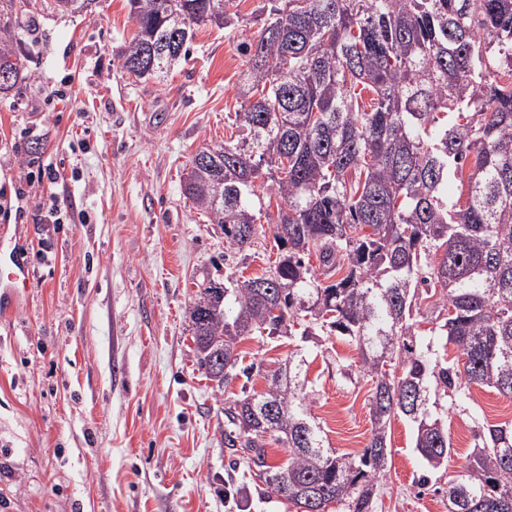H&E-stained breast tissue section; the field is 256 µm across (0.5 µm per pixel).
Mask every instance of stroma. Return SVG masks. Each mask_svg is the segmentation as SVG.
Segmentation results:
<instances>
[{
  "label": "stroma",
  "instance_id": "1",
  "mask_svg": "<svg viewBox=\"0 0 512 512\" xmlns=\"http://www.w3.org/2000/svg\"><path fill=\"white\" fill-rule=\"evenodd\" d=\"M14 3L28 77L0 94V186H25L30 202L0 234L22 251L31 283L0 313V512H296L225 448L224 409L264 391L299 348L329 447L360 452L372 383L336 372L359 364L358 351L334 337L322 348L247 339L251 376L218 390L196 363L188 318L203 274L245 280L276 259L265 223L247 256L225 253L219 227L182 189L198 150L237 139L238 43L257 30L260 0H233L237 27L198 28L186 59L150 79L121 66L137 31L128 0H94L87 13ZM38 162L54 178H31ZM54 200L72 206L59 224L47 220ZM470 408L440 398L454 453L433 472L411 424L393 419L375 512H448L442 490L474 448L475 420H512V398L486 387H472Z\"/></svg>",
  "mask_w": 512,
  "mask_h": 512
}]
</instances>
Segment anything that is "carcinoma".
<instances>
[{"mask_svg": "<svg viewBox=\"0 0 512 512\" xmlns=\"http://www.w3.org/2000/svg\"><path fill=\"white\" fill-rule=\"evenodd\" d=\"M128 3L137 32L123 68L139 79L186 58L199 27L235 25L229 0ZM13 6L0 0V93L25 79ZM258 12L238 44L243 136L197 152L182 187L234 254L265 213L279 256L260 276L198 291L197 364L220 389L246 338L298 330L354 345L373 383L359 453L326 446L297 352L263 392L224 408V447L253 453L296 512H374L392 418L412 423L433 471L453 448L432 397L463 407L476 384L512 398V0H261ZM452 182L465 200L448 198ZM266 196L281 201L274 215ZM423 319L454 359L435 356ZM268 437L289 449L285 466L266 464ZM474 441L448 512H512V421L477 425Z\"/></svg>", "mask_w": 512, "mask_h": 512, "instance_id": "obj_1", "label": "carcinoma"}]
</instances>
